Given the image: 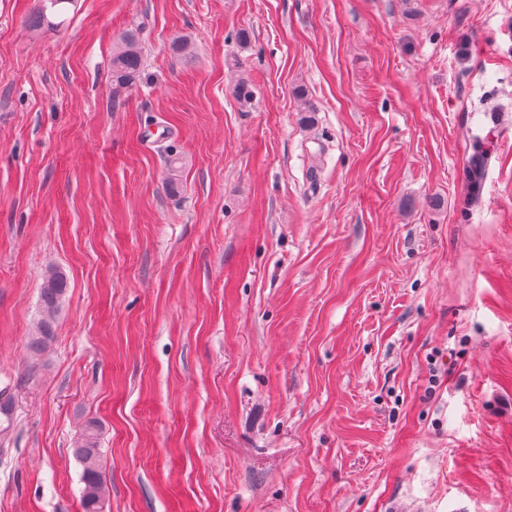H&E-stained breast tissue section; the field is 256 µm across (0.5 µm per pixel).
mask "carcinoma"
<instances>
[{"mask_svg": "<svg viewBox=\"0 0 512 512\" xmlns=\"http://www.w3.org/2000/svg\"><path fill=\"white\" fill-rule=\"evenodd\" d=\"M75 0H43V4L29 18L28 26L41 28L53 27L55 23L49 20L47 11L58 15L65 13L67 6ZM143 58L138 35L133 31L123 33L112 53V88L118 93L136 83L142 74ZM68 287L66 274L60 269H54L48 274L41 292L43 319L39 335L32 337L30 348L37 352L51 336V321L57 311ZM0 414L5 420H0V452L9 443L13 430V422L9 409L0 404ZM73 454L82 466L83 488L81 491L82 512H106L107 480L103 458L99 448L97 426L88 424L77 442Z\"/></svg>", "mask_w": 512, "mask_h": 512, "instance_id": "1", "label": "carcinoma"}]
</instances>
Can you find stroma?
I'll use <instances>...</instances> for the list:
<instances>
[{
    "mask_svg": "<svg viewBox=\"0 0 512 512\" xmlns=\"http://www.w3.org/2000/svg\"><path fill=\"white\" fill-rule=\"evenodd\" d=\"M37 7L0 0V512H82L90 421L106 512H512V0ZM41 2H43V4H41L38 10L28 20V26L31 28H41L44 26L54 27L55 25H60L64 20L57 24L53 23L49 20L47 11L50 9L57 15H63L67 9V5H71L75 0H43ZM143 58L138 35L123 33L112 53V88L114 92L136 83L142 74ZM68 287L66 274L61 269L51 270L41 292L43 319L39 335L32 336L30 348L38 352L51 336V321L57 311ZM73 454L82 466V511L106 512V472L99 448L98 429L94 423L85 427L76 448H73Z\"/></svg>",
    "mask_w": 512,
    "mask_h": 512,
    "instance_id": "stroma-1",
    "label": "stroma"
}]
</instances>
